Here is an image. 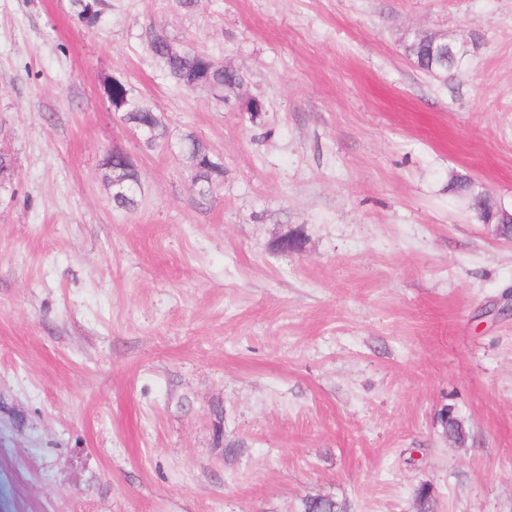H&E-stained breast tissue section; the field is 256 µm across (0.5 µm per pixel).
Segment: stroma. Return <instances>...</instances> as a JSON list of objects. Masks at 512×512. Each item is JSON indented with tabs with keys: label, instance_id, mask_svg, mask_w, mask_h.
<instances>
[{
	"label": "stroma",
	"instance_id": "35a3bbf8",
	"mask_svg": "<svg viewBox=\"0 0 512 512\" xmlns=\"http://www.w3.org/2000/svg\"><path fill=\"white\" fill-rule=\"evenodd\" d=\"M104 3L88 27L0 0V512H416L423 483L438 512H512V242L448 192L466 174L512 206V0ZM152 32L237 95L175 84ZM419 33L469 53L427 72ZM189 134L224 167L206 198ZM108 100L123 112H137L141 120L146 119L153 112V108L146 106L142 100L136 98L122 82H112L108 87ZM182 144L185 151L180 155L187 168L201 165L206 156L211 154L207 144L195 135H187Z\"/></svg>",
	"mask_w": 512,
	"mask_h": 512
}]
</instances>
